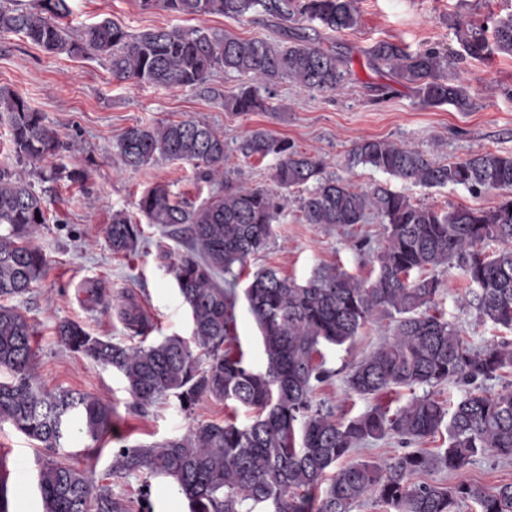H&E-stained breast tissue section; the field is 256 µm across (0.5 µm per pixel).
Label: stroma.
I'll return each mask as SVG.
<instances>
[{"label": "stroma", "mask_w": 512, "mask_h": 512, "mask_svg": "<svg viewBox=\"0 0 512 512\" xmlns=\"http://www.w3.org/2000/svg\"><path fill=\"white\" fill-rule=\"evenodd\" d=\"M358 7L360 27L342 37L352 49V76L344 93H308L285 81L275 89L273 102L280 107L276 113L225 111L224 98L237 92L239 82L221 72L193 87L136 85L116 81L94 57L49 54L19 35L0 38V87L26 98L68 143V150L51 158V165L87 176L83 184L66 178L36 181L48 222L37 229L34 242L46 255L48 271L12 303L35 328L33 374L37 385L110 402L113 427L101 441L77 433L51 452L12 425L1 423L0 457L9 464L0 474L6 479L10 512H40L37 475L51 458L87 471L96 484L110 486L114 495L137 499L141 480L113 476V449L179 437L198 423L224 419L223 403L211 398L202 399L190 413L172 397L138 407L120 374L71 353L55 334L59 321L74 320L94 335L126 340L129 331L110 302L127 295L140 304L149 319L148 342L191 335V318L173 272L185 251L184 244L148 224L144 227L145 242L136 254L116 255L107 243L105 228L114 212L135 213L140 194L154 185H166L172 194L197 206L207 203L218 187L196 181L188 165L161 157L137 170L124 166L115 148L124 130L144 123L192 118L223 132L231 143L246 130L263 128L288 139L297 150L322 157L329 170L337 173L343 170L347 151L361 138L410 144L443 162L485 151L512 153L511 56L452 65V72L467 84L473 101L470 111L460 112L448 105L423 106L410 88L399 84L390 98L378 99L377 88L387 79L367 67L363 54L381 39L413 50L435 45L456 52L459 45L448 27L449 15L460 14L478 22L503 18L512 14V0H359ZM72 9L62 24L74 32L81 25L109 18L133 34L159 27L201 25L246 38L282 39L277 24L259 15L241 20L218 15L195 19L142 9L139 0H73ZM350 178L364 188L382 185L404 191L412 201L442 210L489 208L498 201L496 194L475 196L459 186H406L367 166L355 168ZM301 194V189H293L272 239L267 248L248 260L239 287H246L250 274L263 268L279 270L301 283L318 268L329 265L357 279L373 280L377 271L374 257L383 244L377 219L371 217L366 223L349 227L305 224L297 203ZM437 275L444 283L438 308L465 342L474 347L493 340L512 343L511 331L478 321L475 310L464 301L468 285L457 269L444 268ZM235 322L237 343L250 364L262 368L265 359L259 330L244 300L236 302ZM393 325V319L376 316L353 342L325 349L331 375L314 383V402L333 408L337 416L346 419L380 402L394 408L405 405L413 396L410 390L358 396L350 393L346 384L350 367L373 352ZM430 478L446 487L461 482L487 487L512 483V461L486 453L462 471H435Z\"/></svg>", "instance_id": "35a3bbf8"}]
</instances>
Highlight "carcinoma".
Listing matches in <instances>:
<instances>
[{
    "label": "carcinoma",
    "mask_w": 512,
    "mask_h": 512,
    "mask_svg": "<svg viewBox=\"0 0 512 512\" xmlns=\"http://www.w3.org/2000/svg\"><path fill=\"white\" fill-rule=\"evenodd\" d=\"M70 2L6 0L0 3V36L20 35L49 53L95 56L121 82L189 87L222 71L239 80L238 92L224 99L225 109L239 113L274 111L269 100L284 79L309 93L340 94L352 75L351 50L332 36L357 29L358 0H140L145 10L193 17L239 20L260 14L283 29L281 44L203 27L132 35L110 19L85 26L76 41L60 23L71 14ZM448 28L462 58L512 56V15L490 26L455 15ZM365 56L371 69L408 85L425 106L447 104L459 112L473 106L468 87L448 74V53L437 46L409 51L379 40ZM0 119L14 146L13 161L0 163L2 300L28 293L47 273L46 258L32 243L47 215L27 168L57 156L66 145L43 113L4 89ZM116 149L127 167H143L159 156L190 165L203 182L218 177L224 185L198 207L173 198L164 185L147 190L137 204L147 223L188 239L174 274L192 334L147 346L127 344L62 320L56 326L59 341L117 371L139 406L172 396L190 411L210 397L248 408L254 417L244 426L229 420L199 423L182 437L113 450L112 475L142 479L134 507L95 485L85 471L49 460L38 474L41 512H152L149 488L158 476L176 487L189 512H255L259 505L265 512H353L368 495L389 512H456L462 500L473 502L478 512H512V483L444 487L413 480L420 473L458 472L486 452L512 460V387H488L512 371V345L474 348L435 313L443 288L435 271L456 268L470 285L465 302L477 317L512 330V153L486 151L441 162L416 147L381 139L352 145L344 160L349 171L363 165L423 188L453 185L479 195L498 193L497 204L488 209L443 211L382 185L359 188L326 171L323 158L262 128L241 136L235 151L245 159H276L269 187L241 184L238 172L226 166L230 147L224 134L193 119L132 126L118 137ZM311 181L314 186L299 201L303 223L351 226L371 215L380 219L384 246L376 255V277L361 281L334 265L304 284L272 268L254 273L244 296L265 356L264 368L255 370L241 349L231 348L235 267L267 247L286 193ZM106 237L112 252L127 256L138 251L144 234L126 212L117 211ZM115 306L132 337L147 333L149 321L137 302L121 296ZM379 314L395 317L392 333L351 367L348 390L360 396L414 386L427 391L393 412L377 404L339 420L312 400V382L330 376L321 347L347 343ZM33 336L26 316L0 303V369L11 374V380L0 381V422L47 450L61 447L76 427L99 440L111 427L112 406L83 393L40 389L32 373ZM445 382L467 388L451 407L434 391ZM442 431L448 435L444 451L411 447ZM388 435L407 449L382 463L347 461L355 447Z\"/></svg>",
    "instance_id": "carcinoma-1"
}]
</instances>
